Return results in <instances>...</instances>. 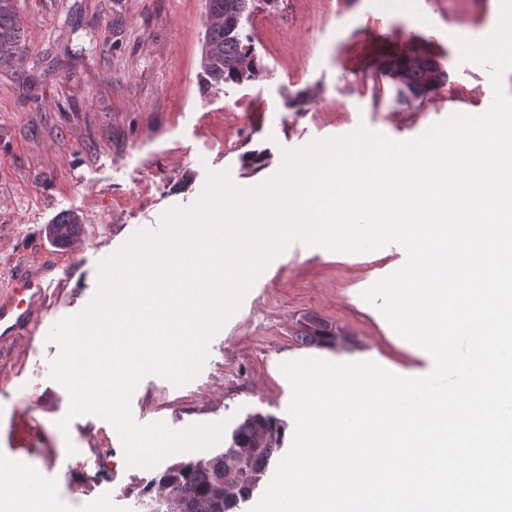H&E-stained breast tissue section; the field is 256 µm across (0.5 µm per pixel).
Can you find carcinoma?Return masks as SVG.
I'll list each match as a JSON object with an SVG mask.
<instances>
[{
  "mask_svg": "<svg viewBox=\"0 0 512 512\" xmlns=\"http://www.w3.org/2000/svg\"><path fill=\"white\" fill-rule=\"evenodd\" d=\"M260 2L273 7L278 0H207L208 16L220 22L207 27L200 58L204 88L219 90L259 77L261 65L250 35L242 24L232 27L229 22L234 18L243 20ZM24 50L15 0H0V66L20 58ZM382 69L396 83L399 95L420 100L448 78L437 61L426 54L392 55L382 62ZM78 224L77 218L66 216L51 225L49 232L67 243ZM301 338L309 345L329 346L335 344L336 333L326 327L309 326ZM284 436V425L275 417L249 414L232 430L224 451L173 463L126 497L140 505L139 512H234L252 497L281 450Z\"/></svg>",
  "mask_w": 512,
  "mask_h": 512,
  "instance_id": "cac0c4a2",
  "label": "carcinoma"
}]
</instances>
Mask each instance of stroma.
<instances>
[{
  "label": "stroma",
  "instance_id": "35a3bbf8",
  "mask_svg": "<svg viewBox=\"0 0 512 512\" xmlns=\"http://www.w3.org/2000/svg\"><path fill=\"white\" fill-rule=\"evenodd\" d=\"M27 46L23 60L0 66V289L17 275L62 280L46 319L79 313L97 288V268L162 213L192 203L207 171H229L241 187L274 175L282 153L358 127L396 141L416 138L452 113H479L493 93L485 66L460 59L458 39L490 35L500 0H414L407 13L383 0H280L245 24L262 77L220 91L199 77L206 0H17ZM419 48L448 74L430 98L404 100L378 67ZM306 111L288 108L297 91ZM250 150L268 153L258 170ZM80 218L67 245L47 229ZM406 261L391 244L342 258L292 243L253 284L209 344L197 377L177 386L144 377L132 413L171 429L262 412L292 426V390L280 366L318 354L299 342L303 326L336 333L332 352L426 373L427 356L397 345L393 330L362 293ZM59 348L16 336L0 348V448L20 446L23 475L38 488L25 500L0 491V512H128V486L157 468L127 466L113 426L95 415L58 420L69 394L49 377ZM76 454H68V446ZM95 457L87 475L78 465Z\"/></svg>",
  "mask_w": 512,
  "mask_h": 512
}]
</instances>
